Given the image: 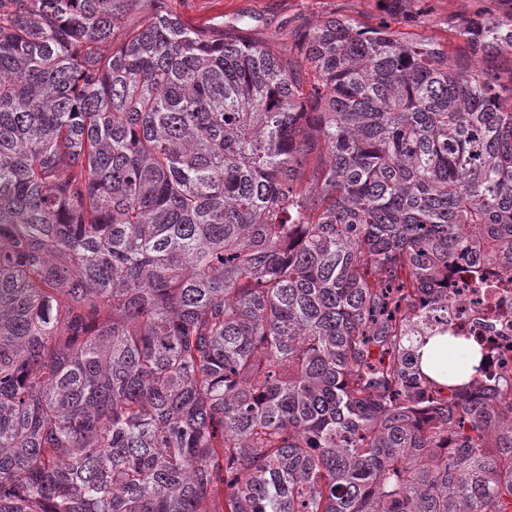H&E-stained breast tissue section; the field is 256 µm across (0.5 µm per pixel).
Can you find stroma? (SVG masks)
<instances>
[{
	"label": "stroma",
	"mask_w": 512,
	"mask_h": 512,
	"mask_svg": "<svg viewBox=\"0 0 512 512\" xmlns=\"http://www.w3.org/2000/svg\"><path fill=\"white\" fill-rule=\"evenodd\" d=\"M186 27L220 29L248 24L249 36L273 52L287 54L296 27H310L334 14L348 16L363 29L389 24L407 38H428L450 59L468 47L461 31L477 14H512V0H165Z\"/></svg>",
	"instance_id": "obj_1"
}]
</instances>
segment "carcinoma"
Instances as JSON below:
<instances>
[{
    "label": "carcinoma",
    "instance_id": "1",
    "mask_svg": "<svg viewBox=\"0 0 512 512\" xmlns=\"http://www.w3.org/2000/svg\"><path fill=\"white\" fill-rule=\"evenodd\" d=\"M143 0H0V512H512V49L344 15L288 56ZM475 62L488 73L498 76L501 82L509 83L512 68V55L509 52L504 51L491 59L479 57ZM465 274H457L448 288L453 323L486 348V378L512 374V283L489 275L481 288H464ZM446 348L448 351V337L433 336L426 340L423 345L417 349L420 355V364L422 371L430 378L436 380L444 386L460 385L468 381L469 375H448L443 373L439 367V356L441 351Z\"/></svg>",
    "mask_w": 512,
    "mask_h": 512
}]
</instances>
